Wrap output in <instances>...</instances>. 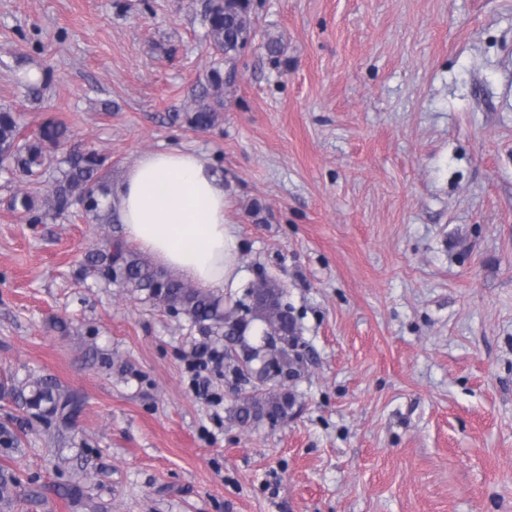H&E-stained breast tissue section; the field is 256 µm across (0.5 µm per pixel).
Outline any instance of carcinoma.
Segmentation results:
<instances>
[{"instance_id": "cac0c4a2", "label": "carcinoma", "mask_w": 512, "mask_h": 512, "mask_svg": "<svg viewBox=\"0 0 512 512\" xmlns=\"http://www.w3.org/2000/svg\"><path fill=\"white\" fill-rule=\"evenodd\" d=\"M250 0H208L204 15L206 37L213 51L221 55L236 52L246 45L251 31ZM194 107L186 114L189 126L208 130L215 126L224 111V74L220 68L211 70L208 87L192 95ZM70 140L69 128L50 119L43 122L37 133L21 135V124L15 112L0 108V168L21 176L33 177L53 166L59 175L51 186L41 193L24 191L13 197L12 205L21 209L29 224H43L52 215H62L74 207L85 215L98 219L106 211L103 199L110 192L106 177L105 157L91 146L74 144L59 158L56 151ZM83 271L97 274L109 283H115L133 292L163 304L167 309L186 316L193 324L205 325L224 336L233 346L243 340L232 335L233 318L244 298L232 303L209 288L195 286L149 263L127 249L119 239H106L101 247L87 256ZM300 338L288 337V345L274 352V356L288 368V374H299L301 357ZM11 391L34 416L55 423L58 435L71 431L84 407L83 397L62 387L47 376L28 375L11 385ZM294 405L292 395L283 389L275 390L259 383L250 394L237 399L234 415L242 426L260 422L268 408H279L289 414ZM19 482L14 475L0 468V503L10 506L18 498Z\"/></svg>"}]
</instances>
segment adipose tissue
Segmentation results:
<instances>
[{
  "label": "adipose tissue",
  "mask_w": 512,
  "mask_h": 512,
  "mask_svg": "<svg viewBox=\"0 0 512 512\" xmlns=\"http://www.w3.org/2000/svg\"><path fill=\"white\" fill-rule=\"evenodd\" d=\"M109 201L127 240L167 270L204 288L237 282L238 238L225 217L224 181L203 154L144 152Z\"/></svg>",
  "instance_id": "1"
}]
</instances>
